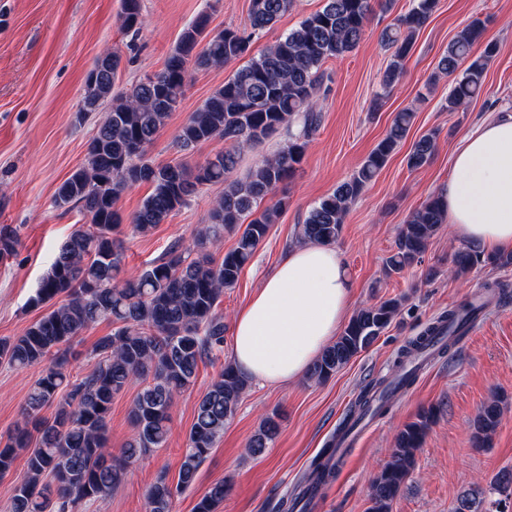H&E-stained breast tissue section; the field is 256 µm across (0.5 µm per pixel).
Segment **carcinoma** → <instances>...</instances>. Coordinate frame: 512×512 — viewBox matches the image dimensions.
<instances>
[{"instance_id":"carcinoma-1","label":"carcinoma","mask_w":512,"mask_h":512,"mask_svg":"<svg viewBox=\"0 0 512 512\" xmlns=\"http://www.w3.org/2000/svg\"><path fill=\"white\" fill-rule=\"evenodd\" d=\"M389 0H324L323 7L257 55H250L254 38L274 25L292 0H250L249 23L242 28L209 30L210 14L202 12L181 34L163 70L145 76L125 92H115V75L121 64L116 52L99 55L85 78L77 113L107 108L87 145L85 163L57 188L58 207L78 206L87 222L76 227L60 247L30 299L33 307L49 310L25 332L0 338V362L19 369L50 365L39 372L26 405L7 441L0 442V475L7 473L21 454L26 456V476L13 487L10 512H79L92 501L108 496L124 479L137 458L162 448L170 435V410L176 397L196 377L199 364L215 361L224 353V321L217 307L224 290L234 287L244 266L266 238L271 224L286 205L283 198L260 208L265 198L290 179L301 164L309 138L318 122L320 77L323 63L355 50L375 5ZM439 0H411L407 12L380 32L390 51L382 90L387 92L404 74V65L416 34L438 7ZM121 28L137 33L144 20L140 0H122ZM483 22L465 26L448 44L435 71L456 75L448 94V110L469 102L481 90L496 46L489 43L473 55L483 36ZM248 57L181 126L177 141L188 150L221 137L229 143L223 153L191 168L183 162L156 165L145 158V147L166 125L184 96L188 65L197 69L220 67ZM414 113H394L385 136L366 156L353 176L339 184L309 211L299 225L297 240L331 245L336 242L350 206L363 188L386 165L406 140ZM298 127L273 156L258 162L246 177L231 179L239 155L281 128ZM436 135L413 141L407 154L410 169L432 159ZM224 183V193L212 205L208 223L196 232L193 244H174L167 258L128 278L120 277L123 241L117 237L122 216L115 208L130 186L147 183L150 194L130 219L133 232L147 234L176 210L186 206L199 187ZM447 202L438 193L401 225L388 268L401 272L419 262L431 239L447 219ZM238 234L236 246L221 260L204 251L209 241L224 232ZM20 240L9 224L0 227V258L16 254ZM512 265V253L482 254L461 250L453 258V271L465 276L481 266ZM402 300L387 299L358 309L336 341L313 363L309 377L327 380L353 357L367 350L400 311ZM475 303L448 310L436 324L402 351V375L396 388L413 381L407 358L435 346L438 336L453 335L471 318ZM116 324L93 350L95 367L81 379L68 372L70 342L101 321ZM138 381L145 386L133 400L129 419L135 431L122 456L112 458L106 448L107 417L113 397ZM246 386L245 379L226 364L199 399L195 420L187 436L178 482L172 486L159 476L145 491L148 512H172L175 495L191 486L199 466L224 425L235 413ZM384 387L379 396L364 392L362 414H379L386 405ZM502 400L493 395L472 424L471 442L489 446L502 417ZM56 405L52 418L40 416ZM435 418L434 409L420 412L394 437L390 460L371 482L368 512H390L391 504L408 479L415 453ZM278 424L266 418L248 443L247 452L261 454L274 440ZM335 448H328L311 464L306 483L315 488L335 477ZM227 484L218 481L199 499L194 512H217ZM512 502V471L500 473L489 488L469 489L460 496L455 512H506Z\"/></svg>"}]
</instances>
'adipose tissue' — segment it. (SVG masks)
Returning a JSON list of instances; mask_svg holds the SVG:
<instances>
[{
	"label": "adipose tissue",
	"mask_w": 512,
	"mask_h": 512,
	"mask_svg": "<svg viewBox=\"0 0 512 512\" xmlns=\"http://www.w3.org/2000/svg\"><path fill=\"white\" fill-rule=\"evenodd\" d=\"M442 194L457 237L489 251L512 250V113L463 137ZM351 299L335 248L306 243L288 249L234 315L235 369L264 384L296 380L337 335Z\"/></svg>",
	"instance_id": "ef3b65f1"
}]
</instances>
